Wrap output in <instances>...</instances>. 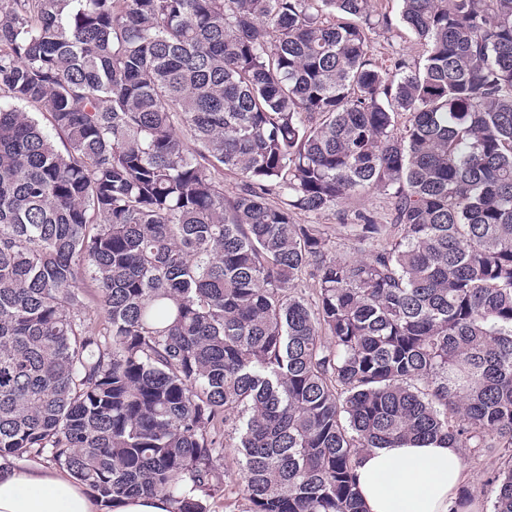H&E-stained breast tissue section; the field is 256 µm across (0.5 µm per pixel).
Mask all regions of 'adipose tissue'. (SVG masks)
<instances>
[{
  "mask_svg": "<svg viewBox=\"0 0 512 512\" xmlns=\"http://www.w3.org/2000/svg\"><path fill=\"white\" fill-rule=\"evenodd\" d=\"M367 512H449L469 474L461 449L431 443L374 448L356 469ZM0 512H96L68 474L40 465L0 473Z\"/></svg>",
  "mask_w": 512,
  "mask_h": 512,
  "instance_id": "obj_1",
  "label": "adipose tissue"
}]
</instances>
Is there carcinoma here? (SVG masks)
<instances>
[{
	"mask_svg": "<svg viewBox=\"0 0 512 512\" xmlns=\"http://www.w3.org/2000/svg\"><path fill=\"white\" fill-rule=\"evenodd\" d=\"M398 2L383 69L372 0H0L1 472L208 512L230 424L249 512L437 441L512 512V0ZM375 13L390 14L393 26L388 30L379 26L369 32L370 54L379 66H389L393 58L406 55L410 61H420L422 51L410 35L395 21V0H372ZM390 203L386 197L378 192H370L362 197H354L347 201L345 204L337 206L335 209L328 210L316 215L302 216V222L312 224H327L329 225L332 239V252L338 256H352L355 254L353 250L354 245L350 240L342 235V229L339 224H350L351 211L357 208H366L374 212L379 220L386 224L390 213ZM349 214L348 220H343V213Z\"/></svg>",
	"mask_w": 512,
	"mask_h": 512,
	"instance_id": "1",
	"label": "carcinoma"
}]
</instances>
